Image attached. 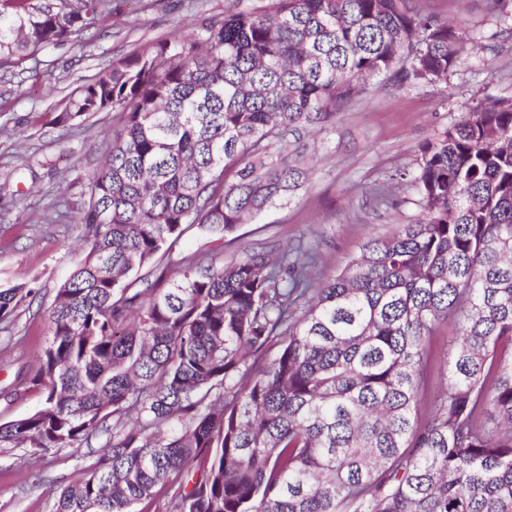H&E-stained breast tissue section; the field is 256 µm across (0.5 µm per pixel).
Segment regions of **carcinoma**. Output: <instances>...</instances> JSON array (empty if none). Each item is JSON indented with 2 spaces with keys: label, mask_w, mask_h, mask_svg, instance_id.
<instances>
[{
  "label": "carcinoma",
  "mask_w": 512,
  "mask_h": 512,
  "mask_svg": "<svg viewBox=\"0 0 512 512\" xmlns=\"http://www.w3.org/2000/svg\"><path fill=\"white\" fill-rule=\"evenodd\" d=\"M107 2L0 0V70ZM191 27L113 59L55 118L122 113L61 213L86 255L29 379L42 404L0 423V452L88 449L53 512H146L174 484L165 512H512V99L422 148L423 217L340 274L316 279L298 243L182 257L172 279L154 262L187 230L229 237L299 189L271 141L300 144L374 79L448 82L464 41L407 0H270ZM36 293L0 286V332ZM449 321L448 385L421 420Z\"/></svg>",
  "instance_id": "obj_1"
}]
</instances>
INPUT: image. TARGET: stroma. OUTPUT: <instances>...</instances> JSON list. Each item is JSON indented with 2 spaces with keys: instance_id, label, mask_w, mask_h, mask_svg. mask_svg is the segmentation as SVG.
Wrapping results in <instances>:
<instances>
[{
  "instance_id": "obj_1",
  "label": "stroma",
  "mask_w": 512,
  "mask_h": 512,
  "mask_svg": "<svg viewBox=\"0 0 512 512\" xmlns=\"http://www.w3.org/2000/svg\"><path fill=\"white\" fill-rule=\"evenodd\" d=\"M110 5L100 26L45 47L38 66L0 71V284L34 280L41 288L17 312L14 345H0V422L41 406V389L26 380L39 368L57 289L84 255L79 226L53 217L87 192L118 115L99 112L78 126L52 119L113 58L170 38L195 13L191 0ZM408 6L460 23L467 48L447 83H370L357 101L337 108L335 122L304 135L307 178L289 201L240 225L236 240L217 250L208 233L193 229L176 257L207 252L219 266L303 239L320 256L321 277L341 272L367 240L421 218L410 181L395 183L389 206L372 205L369 192L414 170L422 146L460 120L463 103L512 98V0H408ZM86 463L80 448L38 460L24 449L0 454V512H52L60 489Z\"/></svg>"
}]
</instances>
